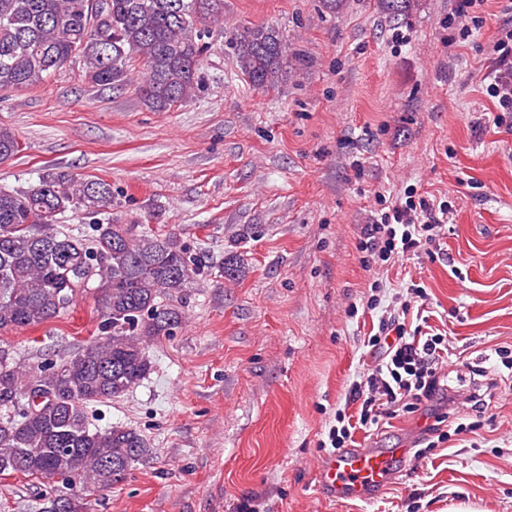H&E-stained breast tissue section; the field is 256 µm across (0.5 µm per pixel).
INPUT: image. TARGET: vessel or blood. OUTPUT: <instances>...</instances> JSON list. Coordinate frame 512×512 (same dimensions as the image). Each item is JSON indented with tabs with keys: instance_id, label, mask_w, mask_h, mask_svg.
I'll return each mask as SVG.
<instances>
[{
	"instance_id": "obj_1",
	"label": "vessel or blood",
	"mask_w": 512,
	"mask_h": 512,
	"mask_svg": "<svg viewBox=\"0 0 512 512\" xmlns=\"http://www.w3.org/2000/svg\"><path fill=\"white\" fill-rule=\"evenodd\" d=\"M407 451L403 448H349L324 458L318 475L323 488L336 499L365 498L373 491L396 484Z\"/></svg>"
}]
</instances>
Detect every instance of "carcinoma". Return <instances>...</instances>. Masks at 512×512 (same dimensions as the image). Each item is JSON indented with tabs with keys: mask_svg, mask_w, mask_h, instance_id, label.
Wrapping results in <instances>:
<instances>
[{
	"mask_svg": "<svg viewBox=\"0 0 512 512\" xmlns=\"http://www.w3.org/2000/svg\"><path fill=\"white\" fill-rule=\"evenodd\" d=\"M224 18V0H0V90L38 89L73 58L82 80L105 87L132 82L144 105L168 112L201 83L209 28ZM237 63L255 89L278 85L288 44L269 26L235 34ZM19 151L13 129L0 126V160ZM112 187L55 168L39 184L0 191V330L39 325L66 313L97 284L107 336L34 377L0 347V469L8 475L79 481L104 489L149 454L135 428L92 431L89 406L120 397L149 374L146 347L182 321L170 299L187 287L191 260L171 236L112 218L87 240L57 226L67 211L100 215ZM45 393L30 403L33 381ZM37 512H88L87 503L55 491Z\"/></svg>",
	"mask_w": 512,
	"mask_h": 512,
	"instance_id": "cac0c4a2",
	"label": "carcinoma"
}]
</instances>
